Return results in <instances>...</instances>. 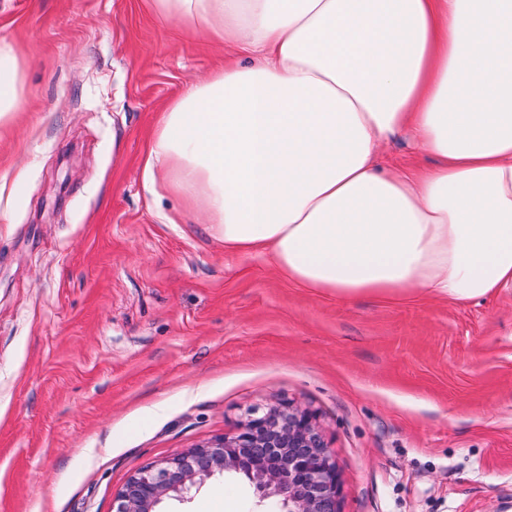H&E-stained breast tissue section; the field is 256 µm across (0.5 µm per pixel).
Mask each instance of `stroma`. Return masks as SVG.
I'll return each mask as SVG.
<instances>
[{"instance_id":"stroma-1","label":"stroma","mask_w":512,"mask_h":512,"mask_svg":"<svg viewBox=\"0 0 512 512\" xmlns=\"http://www.w3.org/2000/svg\"><path fill=\"white\" fill-rule=\"evenodd\" d=\"M1 38L23 69L0 127V512H113L135 471L278 400L317 414L342 512L512 502V287L321 295L148 191L161 112L233 54L153 0H0ZM376 162L433 159L401 134ZM270 510L236 474L159 507Z\"/></svg>"}]
</instances>
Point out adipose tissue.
Returning a JSON list of instances; mask_svg holds the SVG:
<instances>
[{
    "instance_id": "obj_1",
    "label": "adipose tissue",
    "mask_w": 512,
    "mask_h": 512,
    "mask_svg": "<svg viewBox=\"0 0 512 512\" xmlns=\"http://www.w3.org/2000/svg\"><path fill=\"white\" fill-rule=\"evenodd\" d=\"M231 42L144 162L228 252L300 287L455 302L512 284V0H154ZM22 62L0 39V123ZM410 131L425 171L375 164Z\"/></svg>"
}]
</instances>
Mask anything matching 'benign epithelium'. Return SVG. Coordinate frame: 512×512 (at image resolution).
<instances>
[{"mask_svg":"<svg viewBox=\"0 0 512 512\" xmlns=\"http://www.w3.org/2000/svg\"><path fill=\"white\" fill-rule=\"evenodd\" d=\"M241 474L263 499L284 512H341V471L317 415L291 401L254 406L237 429L132 474L117 493L114 512H158L206 480Z\"/></svg>","mask_w":512,"mask_h":512,"instance_id":"1","label":"benign epithelium"}]
</instances>
